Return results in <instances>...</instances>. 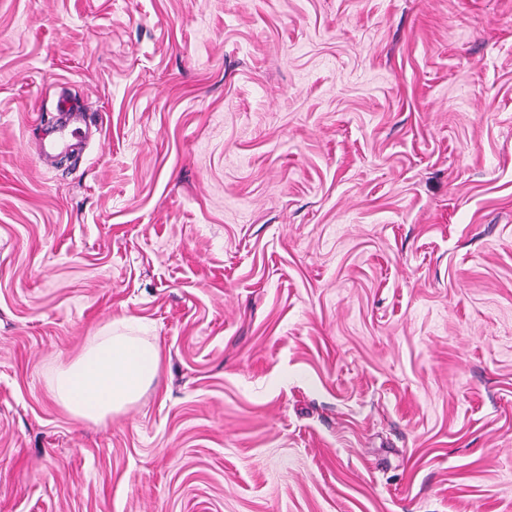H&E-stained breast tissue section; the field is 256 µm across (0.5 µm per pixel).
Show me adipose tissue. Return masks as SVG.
<instances>
[{
    "label": "adipose tissue",
    "instance_id": "obj_1",
    "mask_svg": "<svg viewBox=\"0 0 512 512\" xmlns=\"http://www.w3.org/2000/svg\"><path fill=\"white\" fill-rule=\"evenodd\" d=\"M163 361L159 343L107 326L57 370L50 390L73 418L98 423L137 403L158 381Z\"/></svg>",
    "mask_w": 512,
    "mask_h": 512
}]
</instances>
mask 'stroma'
Returning <instances> with one entry per match:
<instances>
[{
    "label": "stroma",
    "instance_id": "stroma-1",
    "mask_svg": "<svg viewBox=\"0 0 512 512\" xmlns=\"http://www.w3.org/2000/svg\"><path fill=\"white\" fill-rule=\"evenodd\" d=\"M0 512H512V0H0ZM86 135V131L81 120L76 113H68L62 127L59 130V136L45 142L42 145V154L49 155L61 147H69L72 142H81ZM164 361L159 343L112 330V323L60 367L53 397L73 418L102 422L137 403L158 381Z\"/></svg>",
    "mask_w": 512,
    "mask_h": 512
}]
</instances>
